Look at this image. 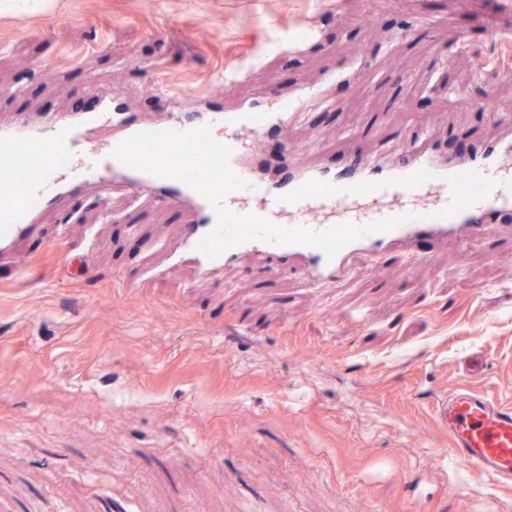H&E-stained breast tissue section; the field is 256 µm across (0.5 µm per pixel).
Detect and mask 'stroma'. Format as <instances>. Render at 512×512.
Returning a JSON list of instances; mask_svg holds the SVG:
<instances>
[{
  "label": "stroma",
  "instance_id": "1",
  "mask_svg": "<svg viewBox=\"0 0 512 512\" xmlns=\"http://www.w3.org/2000/svg\"><path fill=\"white\" fill-rule=\"evenodd\" d=\"M512 0H54L0 11V119L155 85L231 112L311 97L282 144L338 163L406 142L495 140L512 105ZM193 216L89 188L0 255V512H512L448 453L433 404L512 398V225L465 253L359 257L309 287L291 267L214 280L169 259ZM507 354L486 375L475 351Z\"/></svg>",
  "mask_w": 512,
  "mask_h": 512
}]
</instances>
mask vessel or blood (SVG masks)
Returning <instances> with one entry per match:
<instances>
[{
	"instance_id": "obj_1",
	"label": "vessel or blood",
	"mask_w": 512,
	"mask_h": 512,
	"mask_svg": "<svg viewBox=\"0 0 512 512\" xmlns=\"http://www.w3.org/2000/svg\"><path fill=\"white\" fill-rule=\"evenodd\" d=\"M95 98L92 112L0 122V174L24 177L20 194L0 191V251L31 234L61 197L115 182L195 214L172 255L200 274L261 258L298 265L312 287L344 277L355 255L417 257L426 242H492L512 220L511 133L463 155L402 145L339 167L293 160L272 179L249 142L286 128L297 100L275 112L208 108L145 122L123 112L110 90ZM435 410L453 456L512 484L511 404L462 388Z\"/></svg>"
}]
</instances>
